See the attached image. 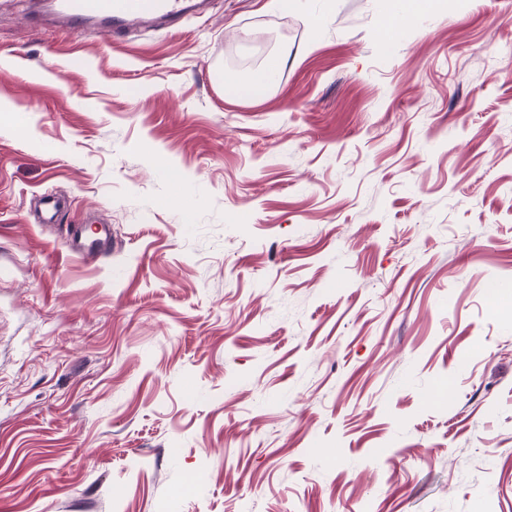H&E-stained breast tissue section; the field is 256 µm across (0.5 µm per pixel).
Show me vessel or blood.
<instances>
[{
  "instance_id": "1",
  "label": "vessel or blood",
  "mask_w": 512,
  "mask_h": 512,
  "mask_svg": "<svg viewBox=\"0 0 512 512\" xmlns=\"http://www.w3.org/2000/svg\"><path fill=\"white\" fill-rule=\"evenodd\" d=\"M191 0H56V7L65 27L72 33H83L102 25L114 33L124 32L127 26L148 19L163 18L176 21L190 9ZM112 234L99 226L93 244H86L80 229H72L67 244L72 252L91 256L93 248H105Z\"/></svg>"
}]
</instances>
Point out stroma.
Wrapping results in <instances>:
<instances>
[{
    "label": "stroma",
    "instance_id": "1",
    "mask_svg": "<svg viewBox=\"0 0 512 512\" xmlns=\"http://www.w3.org/2000/svg\"><path fill=\"white\" fill-rule=\"evenodd\" d=\"M268 2L0 0V512H512V0ZM56 7L70 33H84L102 25L120 34L126 26L147 19L175 22L186 14L191 0H56Z\"/></svg>",
    "mask_w": 512,
    "mask_h": 512
}]
</instances>
